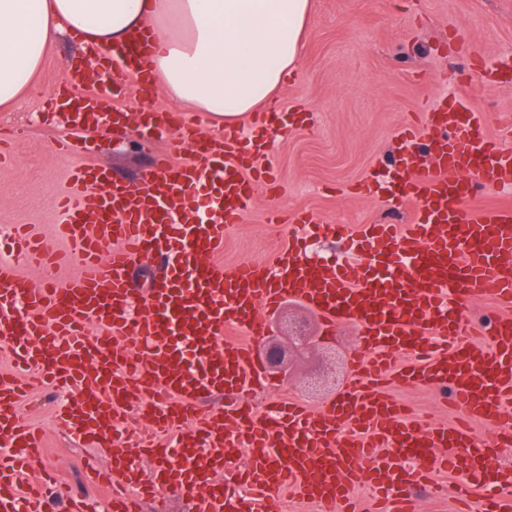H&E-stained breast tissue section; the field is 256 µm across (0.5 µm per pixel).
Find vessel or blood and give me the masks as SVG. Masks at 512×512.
<instances>
[{
    "label": "vessel or blood",
    "instance_id": "obj_1",
    "mask_svg": "<svg viewBox=\"0 0 512 512\" xmlns=\"http://www.w3.org/2000/svg\"><path fill=\"white\" fill-rule=\"evenodd\" d=\"M149 41L134 36L121 51L126 96L146 92ZM101 95L94 89L77 105L67 88L54 94L66 153H87L88 134L124 118ZM277 118L255 113L245 137L235 128L202 133L183 112H147L143 131L181 129L191 159L166 153L133 187L97 163L72 170L56 233L79 267L61 283L33 285L0 262V339L15 363L14 374L0 375V512L40 509L42 487L21 478L42 440L17 414L36 383L70 387L56 425L83 444L100 446L127 410L142 426L135 451L162 465L119 489L96 473L110 512H142V498L164 490L192 498L197 512H282L287 488L323 512H355L359 484L395 512H418L411 489L437 469L458 478L465 512H512V469L495 462L496 448L512 444V204L461 208L463 198L512 184V150L484 135L486 119L460 97H441L422 128L405 131L412 148L399 169L360 185L370 196L395 191L410 223L360 225L356 257L342 263L310 260L293 244L271 265L224 266L213 255L264 185L253 162ZM10 235L19 255L58 264L27 226ZM154 256L165 274L133 309L131 268ZM488 296L498 312L469 329L468 306ZM287 300L311 310L325 336L353 326L357 350L327 408L277 401L269 427L239 398L267 374L253 349L266 334L263 314ZM388 377L450 388L465 423L404 418L380 389ZM217 391L223 406L201 413ZM485 420L494 424L488 438L471 428ZM233 470L234 489L219 478Z\"/></svg>",
    "mask_w": 512,
    "mask_h": 512
}]
</instances>
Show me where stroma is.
Instances as JSON below:
<instances>
[{"label":"stroma","instance_id":"35a3bbf8","mask_svg":"<svg viewBox=\"0 0 512 512\" xmlns=\"http://www.w3.org/2000/svg\"><path fill=\"white\" fill-rule=\"evenodd\" d=\"M454 37L470 54H448L445 46ZM304 44L299 67L275 102L286 114L306 110L309 122L291 126L267 153L275 186L261 192L216 252L227 266L269 261L287 242L298 212L352 227L408 223L410 213L395 197L366 198L357 187L374 169L394 164L402 151L401 129L418 120L426 102L455 94L471 110L512 115V85L489 83L473 67L477 57L490 64L512 56V0H312ZM77 45L68 37L51 46L34 90L19 108L0 111V133L11 137L13 153L0 167V226L28 224L49 242L59 220L57 197L68 171L83 158L57 150L60 132L45 122L43 106L54 89L68 84L65 64L74 59ZM455 70L468 72L466 84L452 82ZM122 103L131 112L128 122L96 140L93 159L112 180L133 186L154 166L160 144L140 136L133 114L137 100L126 97ZM268 332L284 343L305 334L315 341L295 361L290 377L271 374L246 402L258 412L281 397L312 410L327 404L347 377L355 329L345 325L325 337L312 312L288 303L269 316ZM393 393L408 416L456 421L448 391L423 384L399 385ZM64 400V393L47 388L18 407L22 422L43 437L32 470L56 472L65 486L64 493L50 496L47 512H67L70 494L103 498L87 472L107 468L114 452L110 445L82 446L56 430L54 417Z\"/></svg>","mask_w":512,"mask_h":512}]
</instances>
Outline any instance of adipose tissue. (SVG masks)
Instances as JSON below:
<instances>
[{"label":"adipose tissue","instance_id":"ef3b65f1","mask_svg":"<svg viewBox=\"0 0 512 512\" xmlns=\"http://www.w3.org/2000/svg\"><path fill=\"white\" fill-rule=\"evenodd\" d=\"M311 10V0H0V107L21 104L59 39L78 33L108 54L148 27L161 93L229 123L293 74Z\"/></svg>","mask_w":512,"mask_h":512}]
</instances>
